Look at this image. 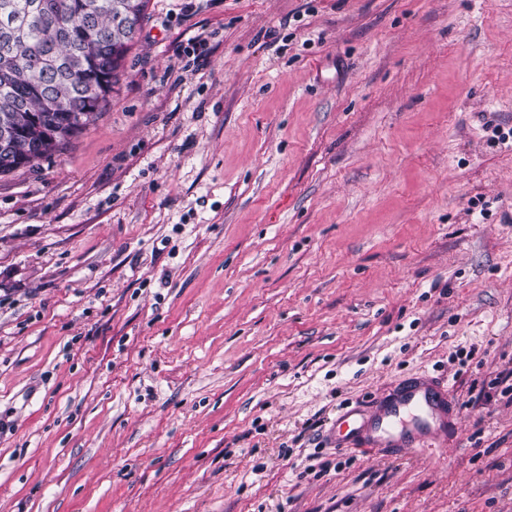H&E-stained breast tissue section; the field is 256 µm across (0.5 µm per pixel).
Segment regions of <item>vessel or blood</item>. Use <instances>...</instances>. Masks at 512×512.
I'll return each instance as SVG.
<instances>
[{
  "instance_id": "vessel-or-blood-1",
  "label": "vessel or blood",
  "mask_w": 512,
  "mask_h": 512,
  "mask_svg": "<svg viewBox=\"0 0 512 512\" xmlns=\"http://www.w3.org/2000/svg\"><path fill=\"white\" fill-rule=\"evenodd\" d=\"M460 419L449 387L425 380L404 384L376 399L368 417L342 414L336 422V445L342 451L375 453L379 449L419 450Z\"/></svg>"
}]
</instances>
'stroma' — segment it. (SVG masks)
<instances>
[{
	"label": "stroma",
	"mask_w": 512,
	"mask_h": 512,
	"mask_svg": "<svg viewBox=\"0 0 512 512\" xmlns=\"http://www.w3.org/2000/svg\"><path fill=\"white\" fill-rule=\"evenodd\" d=\"M512 0H149L0 176V512H512ZM428 454L329 432L404 378Z\"/></svg>",
	"instance_id": "obj_1"
}]
</instances>
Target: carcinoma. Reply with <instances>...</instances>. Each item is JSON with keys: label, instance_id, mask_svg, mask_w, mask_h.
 <instances>
[{"label": "carcinoma", "instance_id": "carcinoma-1", "mask_svg": "<svg viewBox=\"0 0 512 512\" xmlns=\"http://www.w3.org/2000/svg\"><path fill=\"white\" fill-rule=\"evenodd\" d=\"M147 0H0V175L32 166L106 107L134 45L120 12L143 23Z\"/></svg>", "mask_w": 512, "mask_h": 512}]
</instances>
